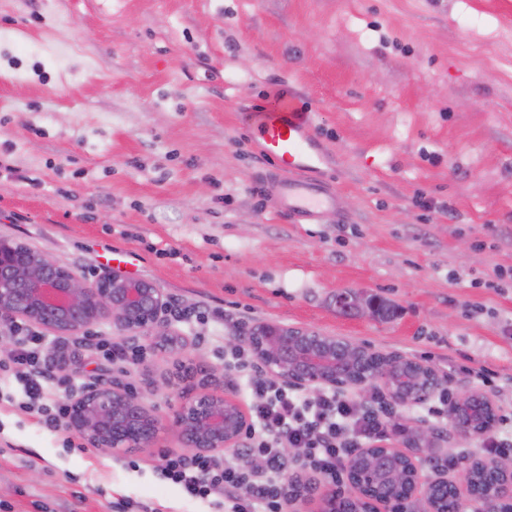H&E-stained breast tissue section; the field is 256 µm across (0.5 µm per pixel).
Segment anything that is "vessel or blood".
<instances>
[{
    "mask_svg": "<svg viewBox=\"0 0 512 512\" xmlns=\"http://www.w3.org/2000/svg\"><path fill=\"white\" fill-rule=\"evenodd\" d=\"M249 118L260 153L278 163L277 171L264 174L262 181L279 211L294 223L315 224L336 210V189L316 177L326 155L311 134V115L300 99L289 96Z\"/></svg>",
    "mask_w": 512,
    "mask_h": 512,
    "instance_id": "vessel-or-blood-1",
    "label": "vessel or blood"
}]
</instances>
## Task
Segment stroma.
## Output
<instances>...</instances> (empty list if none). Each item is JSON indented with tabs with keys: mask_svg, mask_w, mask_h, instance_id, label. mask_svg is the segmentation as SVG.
I'll use <instances>...</instances> for the list:
<instances>
[{
	"mask_svg": "<svg viewBox=\"0 0 512 512\" xmlns=\"http://www.w3.org/2000/svg\"><path fill=\"white\" fill-rule=\"evenodd\" d=\"M277 91L311 107L338 187L318 224L262 187L242 115ZM0 237L209 311L172 324L190 362L223 366L237 325L306 327L512 414V0H0ZM342 291L396 313L340 312ZM93 336L69 379L125 384L166 418L196 394L163 385L164 355L106 360L109 321ZM402 412L441 443L423 479L482 457L451 421ZM177 446L83 453L0 403V512H216L163 477Z\"/></svg>",
	"mask_w": 512,
	"mask_h": 512,
	"instance_id": "obj_1",
	"label": "stroma"
}]
</instances>
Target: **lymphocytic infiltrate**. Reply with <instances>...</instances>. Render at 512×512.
I'll use <instances>...</instances> for the list:
<instances>
[{
    "instance_id": "1",
    "label": "lymphocytic infiltrate",
    "mask_w": 512,
    "mask_h": 512,
    "mask_svg": "<svg viewBox=\"0 0 512 512\" xmlns=\"http://www.w3.org/2000/svg\"><path fill=\"white\" fill-rule=\"evenodd\" d=\"M11 349L0 357V381L16 384L21 409L40 414L46 428H65L59 383L45 369L44 337L13 320L0 328ZM225 365L241 374L249 402L242 444L214 456L163 454L161 470L193 500L217 495L224 512H286L288 474L303 468L326 480L342 477L353 448L404 434L405 418L362 407L354 396L326 390L311 397L278 383L249 349L232 347ZM294 456H287V449Z\"/></svg>"
}]
</instances>
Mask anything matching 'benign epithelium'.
Here are the masks:
<instances>
[{"instance_id": "7a95c632", "label": "benign epithelium", "mask_w": 512, "mask_h": 512, "mask_svg": "<svg viewBox=\"0 0 512 512\" xmlns=\"http://www.w3.org/2000/svg\"><path fill=\"white\" fill-rule=\"evenodd\" d=\"M0 312L20 318L63 338L90 334L92 327L107 319L122 334L169 336L167 299L145 280L102 274L93 285L85 283L74 269L37 252L21 241L0 237ZM254 359L267 373L289 386L314 390L340 389L350 384L336 368V348L344 347L359 355L369 346L342 336H324L302 327L261 322L245 333ZM184 341L172 340L165 354L174 360L175 372L165 381L192 382L198 373L204 378L198 394L181 403L172 423L150 410L136 394L113 382H98L66 397L67 427L80 435L92 448H110L120 453L132 448H150L168 428L176 430L180 449L208 453L233 449L247 429V417L234 389L217 391L211 385L224 379L216 368L199 370L181 358ZM380 381L398 406L417 405L429 400L438 390L436 379L414 393L399 391L387 370L376 367L354 384L369 399L374 382ZM476 399L469 391L448 397V418L465 438H483L492 428H476L465 417ZM377 451L388 457L403 456L413 466L410 483L400 500L416 499L419 512H437L429 501L430 485L422 481L413 455L383 441L373 442L364 452ZM453 501L466 493L481 502V512H512V478L493 496H485L472 483L468 470L443 475ZM348 487L340 493L326 489L322 493L325 512H348V502L363 497L373 512H396V500L374 491L371 479L347 476Z\"/></svg>"}]
</instances>
